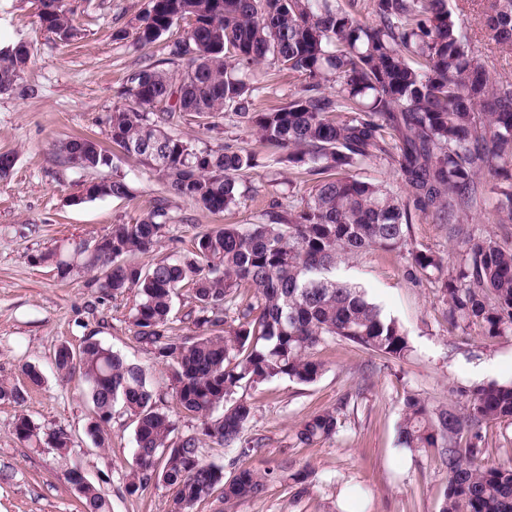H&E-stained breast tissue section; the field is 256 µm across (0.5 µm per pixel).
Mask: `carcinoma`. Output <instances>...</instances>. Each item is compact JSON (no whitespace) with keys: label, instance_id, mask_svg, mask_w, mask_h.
Wrapping results in <instances>:
<instances>
[{"label":"carcinoma","instance_id":"cac0c4a2","mask_svg":"<svg viewBox=\"0 0 512 512\" xmlns=\"http://www.w3.org/2000/svg\"><path fill=\"white\" fill-rule=\"evenodd\" d=\"M38 14L45 28L73 34L68 0H49ZM374 20L363 24L340 0H152L138 19L137 39L152 45L173 26H194L170 49V58L133 73L130 105L110 117L113 144L127 151L166 195L153 200L134 224H114L92 253L67 241L36 257L60 279L100 273L99 287L136 292L134 324L141 344L167 367L173 397L200 427H177L154 392L146 371L101 342L77 350L60 345L56 373L79 371L94 418L88 432L107 447L104 425L120 403L135 424L134 463L127 491L142 493L163 482L177 488L169 512H191L222 489V498L245 500L263 492L269 473L224 468L202 456L203 438L239 444L255 416L243 394L275 378L310 384L323 364L313 350L332 341L400 360L409 337L356 285L336 278V267L372 249L402 250L419 216L438 224L469 221L481 199V177L499 182L492 224H512V81L493 76L447 0H372ZM483 24L500 47L512 48V0H486ZM304 77L284 104L259 109L246 74L266 57ZM18 44L0 56V93L18 85L30 62ZM229 113L284 164L314 183L299 207L269 200L267 222L240 228L224 224L198 233L192 248L148 268L131 261L162 246L173 199L211 213L241 205L239 180L256 166L255 155L226 143L199 149L165 126L186 116L209 127ZM80 146L81 167L111 158L93 139ZM384 161L399 192L363 180L356 170ZM125 178L100 181L89 198H124ZM414 276L433 279L448 301V323L480 328L492 341L512 335V246L495 234L467 238L455 261L422 250L409 252ZM189 287L194 309L187 336L171 335L173 299ZM0 400L24 402L17 385L0 380ZM512 421V382H491L465 394L463 410L431 408L411 393L402 400L399 444L434 451L447 474L440 512H512V463L483 458L482 429ZM341 408L325 409L293 433L299 445L336 434ZM22 441H41L24 413L15 422ZM466 444H461V439ZM82 512H107L101 489H76Z\"/></svg>","mask_w":512,"mask_h":512}]
</instances>
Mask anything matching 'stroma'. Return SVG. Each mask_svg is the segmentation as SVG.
<instances>
[{
    "instance_id": "35a3bbf8",
    "label": "stroma",
    "mask_w": 512,
    "mask_h": 512,
    "mask_svg": "<svg viewBox=\"0 0 512 512\" xmlns=\"http://www.w3.org/2000/svg\"><path fill=\"white\" fill-rule=\"evenodd\" d=\"M74 11V35L64 41L38 17L37 0H0V49L27 45L32 62L17 88L0 94V154H15L9 175L0 178V378L26 393L25 404L0 400V512H81L66 482L71 467L104 491L109 512H167L175 487L156 483L128 494L125 485L134 458V425L115 406L108 425L109 445L96 447L87 433L93 417L80 376L60 378L53 357L61 344L80 347L99 340L127 360L141 365L179 432L195 429L172 395L168 372L138 342L133 292L112 296L79 274L58 279L51 267L37 263L40 254L63 240L94 242L112 225L130 224L151 207L164 188L132 158L113 150L110 116L126 106L123 90L132 73L147 61L166 58L171 43L186 37L187 25L163 34L149 47L136 41V20L150 0H68ZM463 20L488 69L512 80V50L499 48L481 23L483 0H448ZM302 82L273 60L257 66L252 83L257 108L285 102ZM209 131L196 121L169 128L200 148L224 141L256 154L247 198L235 210L211 213L177 200L170 210L166 243L158 251L136 256L147 267L177 251L190 249L195 236L222 224L246 227L262 223L268 199L298 206L311 183L274 163L269 149L251 131L219 119ZM79 136L110 149L111 167L83 169L68 163L63 142ZM124 176L129 197L77 200L83 184L112 175ZM409 251L369 250L336 270L359 283L369 300L407 331L410 353L401 360L377 356L343 341L317 347L321 377L301 384L286 378L248 390L257 408L243 442L255 444L242 463L273 470L276 478L264 494L243 501L213 496L194 512H440L446 475L432 453H411L397 445L402 399L419 394L435 408L460 401L462 392L492 381H512V336L485 341L479 327L451 329L447 305L434 281L408 277L410 250L451 252L449 227L423 218L411 226ZM42 372L32 385L24 364ZM342 407L336 435L312 445L295 444L296 425L316 412ZM27 414L41 432L61 431L70 439L69 454L59 459L47 442H25L15 434L19 414ZM307 471L304 487L290 474Z\"/></svg>"
}]
</instances>
